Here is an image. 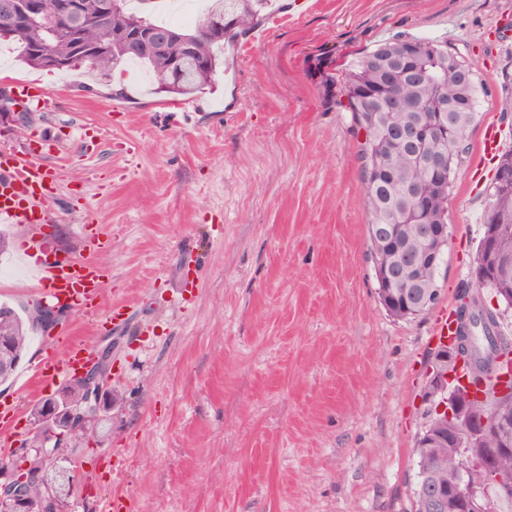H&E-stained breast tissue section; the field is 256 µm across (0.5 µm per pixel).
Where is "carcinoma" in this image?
I'll return each instance as SVG.
<instances>
[{
	"label": "carcinoma",
	"mask_w": 512,
	"mask_h": 512,
	"mask_svg": "<svg viewBox=\"0 0 512 512\" xmlns=\"http://www.w3.org/2000/svg\"><path fill=\"white\" fill-rule=\"evenodd\" d=\"M43 2L45 11L50 16L49 22L17 23L8 35L0 36V42L17 44L21 59L31 67L57 70L84 68L90 73L105 76L117 66L138 60L149 69L155 83V93L191 97L213 81L217 69L223 63L221 56L224 54V39L228 37V33L224 32L226 0H207L203 14L191 31L153 20L144 12H133L127 8L128 0H118L119 11L112 14L107 31L102 32L99 28L90 26L83 29L70 27L66 33H58L52 29V22L56 20L65 23L64 18H56V0ZM239 2L241 10L238 30L242 31L253 23L259 8L262 7V0ZM132 17L143 20L144 30H163L170 33L172 39L162 48L147 47L129 39L126 19ZM185 39L194 42L198 64L192 68L180 69L176 60ZM399 44L408 49L409 57L404 59L405 65L417 64L427 72L424 83L418 88L420 97L429 103L448 99L466 111L468 116V121L461 130V142L448 160L449 178L446 193L429 197V213L431 218L436 219L448 207L451 175L469 152V130L477 116L476 83H462L455 72L462 59L448 48L446 41L406 38L399 35L351 62L340 86V96L345 98L344 108L353 114L356 126L368 132L366 140L360 144L358 160L369 211L395 213L411 209L413 203L397 195V186L410 180L423 182L427 180V172L405 160L395 162L382 171L374 169L379 153L380 129L378 123L372 120L368 105L363 101L366 90L377 94L382 92L384 74L374 65V60L387 48ZM487 209L494 210L495 217L502 222L500 228L504 229V233L499 239V249L512 254V191L502 190L497 182H492ZM377 283L379 299L392 316L409 318L429 310V306L423 304L421 289L414 288L412 293L405 297L402 289L389 288L380 279ZM35 327L36 324L28 318H23L13 307L0 304V340L7 342V345L0 347V382L13 376L24 357L29 335ZM69 402L75 419L64 424L68 433L63 440L54 445L53 451L75 457L80 455V448L89 436L97 435L104 440L108 438L112 432V417L104 410L90 405L78 387H71ZM471 410L489 417L499 414L512 416V398H497L491 395L484 402H472ZM460 425L459 420L448 423L446 448L426 446V442L438 433V429L429 425L424 427L417 439L415 455L418 471L410 499L411 512H423L422 486L428 483L445 487L456 485L463 477L464 466L470 459L495 457L501 471L512 473V454H498L499 443L495 438L487 437L465 450L459 448L453 440V433ZM49 434L48 427L31 426L25 438L30 447L41 448L45 440L49 439ZM24 489L29 499L38 503L39 507H49L44 499L40 479L32 478L25 483ZM481 512H512V496L493 495L485 499Z\"/></svg>",
	"instance_id": "obj_1"
}]
</instances>
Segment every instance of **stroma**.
I'll return each mask as SVG.
<instances>
[{
	"label": "stroma",
	"mask_w": 512,
	"mask_h": 512,
	"mask_svg": "<svg viewBox=\"0 0 512 512\" xmlns=\"http://www.w3.org/2000/svg\"><path fill=\"white\" fill-rule=\"evenodd\" d=\"M298 3L242 49L233 84L219 72L188 99L154 93L135 64L101 83L0 44V90L56 98L23 131L0 119V148L55 142L49 246L82 254L94 222L109 274L76 332L111 345L123 398L108 444L83 453L75 512H104L115 493L132 512L410 510L437 316L461 303L487 207L490 178L472 179L485 123L512 150V0ZM397 35L448 42L473 68L479 112L452 181L440 299L406 319L379 301L359 139L327 82ZM0 271V302L32 306L23 236Z\"/></svg>",
	"instance_id": "obj_1"
}]
</instances>
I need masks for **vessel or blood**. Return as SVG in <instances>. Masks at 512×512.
I'll use <instances>...</instances> for the list:
<instances>
[{
    "instance_id": "b4317fda",
    "label": "vessel or blood",
    "mask_w": 512,
    "mask_h": 512,
    "mask_svg": "<svg viewBox=\"0 0 512 512\" xmlns=\"http://www.w3.org/2000/svg\"><path fill=\"white\" fill-rule=\"evenodd\" d=\"M51 143L46 139L30 142L25 155L0 149V222L20 225L25 235V253L35 260L38 297L45 303L63 306L68 312L86 316L98 310L107 284L103 267L72 257L57 262L46 259L47 227L52 222V189L58 177L44 157ZM65 348L46 344L41 359L31 366L21 390L39 389L44 383L66 378L83 367L89 349L67 326ZM22 413L16 398L0 397V449L16 447L22 437Z\"/></svg>"
}]
</instances>
